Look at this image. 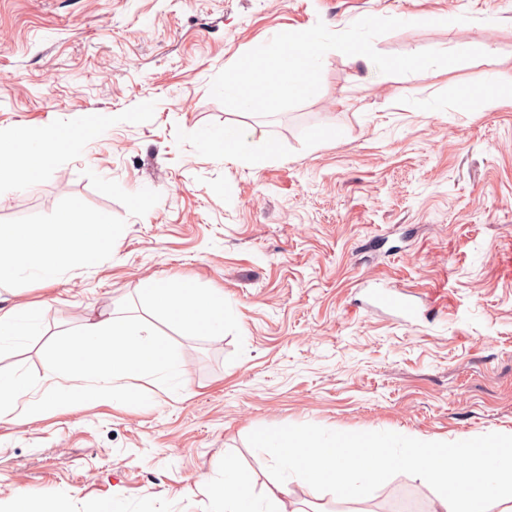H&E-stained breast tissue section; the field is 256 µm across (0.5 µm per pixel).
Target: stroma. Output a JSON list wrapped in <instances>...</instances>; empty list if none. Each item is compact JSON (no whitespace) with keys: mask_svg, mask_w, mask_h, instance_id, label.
Instances as JSON below:
<instances>
[{"mask_svg":"<svg viewBox=\"0 0 512 512\" xmlns=\"http://www.w3.org/2000/svg\"><path fill=\"white\" fill-rule=\"evenodd\" d=\"M404 20L383 54L478 48L484 58L393 78L332 50L321 88L271 118L229 109L214 77L281 32ZM496 105L487 108V97ZM68 131L73 145L0 200V249L73 215L111 245L52 282L0 280V307L38 335L0 373L39 397L61 332L103 312L148 321L179 352L135 398L0 422V512L24 496L63 512H212L233 464L264 501L255 429L315 424L453 442L512 434V0H0V129ZM248 130L261 166L224 161L203 131ZM153 279L223 296L218 338L184 334L141 290ZM384 283L415 300L406 326L368 308ZM432 488L398 474L363 502ZM283 512H347L290 485Z\"/></svg>","mask_w":512,"mask_h":512,"instance_id":"obj_1","label":"stroma"}]
</instances>
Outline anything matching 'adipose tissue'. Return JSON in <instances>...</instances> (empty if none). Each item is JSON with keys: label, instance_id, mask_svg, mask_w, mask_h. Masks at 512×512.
Returning a JSON list of instances; mask_svg holds the SVG:
<instances>
[{"label": "adipose tissue", "instance_id": "ef3b65f1", "mask_svg": "<svg viewBox=\"0 0 512 512\" xmlns=\"http://www.w3.org/2000/svg\"><path fill=\"white\" fill-rule=\"evenodd\" d=\"M68 141L59 129L39 135L24 128L0 130V144L10 145L20 155L9 177L0 179V198L32 185L26 157H35L40 166H51L56 161L57 147ZM109 241V235L98 224H73L40 238L18 231L10 261L0 260V278L56 279L63 265L91 262L96 249ZM145 294L154 304L165 307L183 329L211 337L223 335V297L206 296L192 285L166 280L150 282ZM178 366L176 348L157 336L149 324L112 316L94 319L70 334L60 350L47 356V387L39 399H28L29 384L23 378L0 374V421L18 410L28 417L72 408L90 398L124 399L136 382L172 373ZM21 398L26 404L20 408L16 402Z\"/></svg>", "mask_w": 512, "mask_h": 512}]
</instances>
